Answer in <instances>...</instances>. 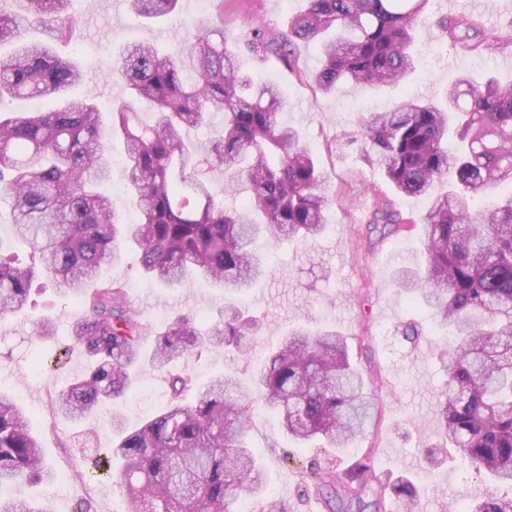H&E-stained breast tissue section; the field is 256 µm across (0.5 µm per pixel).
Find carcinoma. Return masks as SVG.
Here are the masks:
<instances>
[{"label":"carcinoma","instance_id":"1","mask_svg":"<svg viewBox=\"0 0 512 512\" xmlns=\"http://www.w3.org/2000/svg\"><path fill=\"white\" fill-rule=\"evenodd\" d=\"M0 11V100L59 98L51 111L0 116V197L10 199L15 235L39 262L15 264L0 255V315L22 314L33 283L48 279L81 306L71 346L88 370L51 398L52 410L78 421L131 387L146 332L125 287L103 283L86 291L101 267L135 247L143 272L168 288L202 277L224 292L210 323L176 315L152 336V365L166 374L170 399L130 431L112 417V458L132 512H239L250 498L259 512H288L269 495L270 477L248 435L259 409L278 413L296 441L342 450L372 433L381 410L352 366L347 338L334 330L295 326L265 353L249 385L226 373L202 387L172 364L197 349L226 351L245 360L261 326L234 301L270 272L262 244L306 241L326 229L331 178L297 130L283 124L280 87L239 74L224 44V5L197 23V33L173 54L136 45L113 76L146 106V122L131 104L112 110V134L127 150L125 181L141 212L120 222L102 187L111 178L99 106L68 97L83 77L54 43L80 22L73 0H14ZM144 19L170 15L179 0H129ZM430 0H306L284 31L255 28L249 49L278 53L296 65L300 41L314 43L321 66L305 75L324 95L350 83L396 85L416 70L413 32ZM437 26L467 49L495 53L512 41L466 16ZM42 33L29 39L32 29ZM224 113V128L206 145L191 146L186 129L205 112ZM368 160L395 190L429 198L427 210L405 216L375 187L367 224L379 237L421 227L425 268H401L395 281L426 309L448 342L438 351L448 371L439 419L445 443L492 480L512 483V87L493 77L476 85L461 75L448 89V107L402 99L359 123ZM224 171V192L247 189L228 209L213 190ZM502 185L509 191L474 209L475 196ZM315 493L334 496L336 512H416L419 492L409 477H381L366 451L349 469H309ZM55 476L44 461L26 411L0 390V512H53L29 488ZM468 512H512V498L492 494Z\"/></svg>","mask_w":512,"mask_h":512}]
</instances>
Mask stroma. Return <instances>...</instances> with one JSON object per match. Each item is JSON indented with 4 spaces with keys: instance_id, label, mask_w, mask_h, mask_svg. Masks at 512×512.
<instances>
[{
    "instance_id": "1",
    "label": "stroma",
    "mask_w": 512,
    "mask_h": 512,
    "mask_svg": "<svg viewBox=\"0 0 512 512\" xmlns=\"http://www.w3.org/2000/svg\"><path fill=\"white\" fill-rule=\"evenodd\" d=\"M304 4L305 0H224V41L234 51L240 73L279 84L287 99L284 121L302 134L339 192L326 211L328 226L322 237L266 245L271 273L243 297L247 310L262 322L254 355L262 357L300 323L313 332H341L368 381V392L382 409L371 443L375 467L418 483V512H463L484 494L512 497V486L467 467L455 450H448L432 471L420 456L421 447L442 441L437 406L448 377L436 352L445 337L393 284L398 268L423 264L422 240L415 232L382 241L368 236L362 189L376 185L407 216L423 213L429 200L396 194L377 166L350 142L366 113L384 110L408 94L444 102L449 85L460 75L480 81L491 74L502 85L512 84V49L487 55L453 44L435 25L438 18L453 13V6L449 0H430L427 17L416 30L418 67L406 84L379 90L345 85L321 97L299 77L300 72L320 65L315 44H299L300 69L296 72L279 55L257 59L246 45L250 29H284ZM73 7L81 16L80 26L57 50L73 57L83 70L75 95L94 100L107 111L126 96L124 85L111 76L113 62L122 51L140 43L164 52L176 50L194 34L200 19L214 13L215 0H180L176 14L156 22L141 19L127 6L112 8L109 0H75ZM124 165L125 147L118 141L112 149V178L105 192L116 215L131 223L136 211L125 189ZM99 279L125 285L149 330L181 312L208 320L222 300L221 291L203 281L176 290L149 280L132 248L121 261L103 266ZM78 313V306L57 293L48 280L36 281L27 316L0 318V385L26 409L49 463L71 477L65 497L55 496L52 486L45 484L33 488L36 499L50 502L54 512H74L81 501L92 502L93 512H130L125 492L110 482V468L103 465L85 475L82 460L95 449L111 447L113 414H120L127 427L139 426L166 403L168 385L162 373L146 366L132 391L99 414L80 423L54 418L51 395L86 368L81 354L66 351L71 323ZM44 317L53 318L54 328L52 335L40 337L36 323ZM411 323L420 333L409 338L403 330ZM177 366L200 385L227 369L236 370L246 381L252 370L250 362L225 357L220 351L193 352ZM249 444L270 473V492L286 500L290 512H330L323 499L305 489L302 472L310 466L347 468L369 443L362 440L343 451L317 441L299 444L288 439L275 414L260 411L253 418Z\"/></svg>"
}]
</instances>
